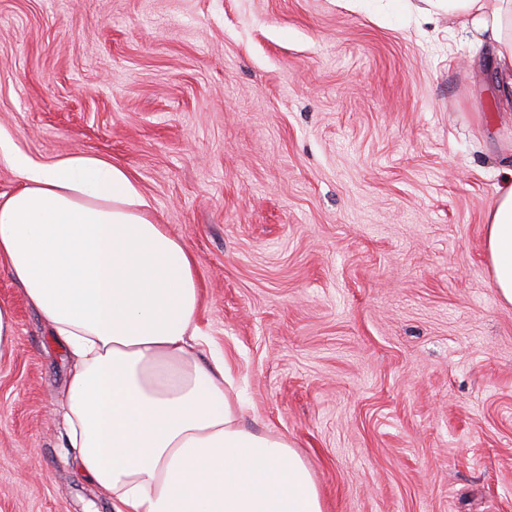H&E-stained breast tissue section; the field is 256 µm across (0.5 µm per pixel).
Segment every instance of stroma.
I'll list each match as a JSON object with an SVG mask.
<instances>
[{"label": "stroma", "mask_w": 512, "mask_h": 512, "mask_svg": "<svg viewBox=\"0 0 512 512\" xmlns=\"http://www.w3.org/2000/svg\"><path fill=\"white\" fill-rule=\"evenodd\" d=\"M447 17L340 0H0V136L124 167L195 259L249 428L324 512H512V306L484 220L512 142ZM0 303V512H112L72 461V363ZM342 2L354 11L385 15L406 16L413 7L411 0H344ZM15 336V319L12 309L0 304V354L10 350Z\"/></svg>", "instance_id": "1"}]
</instances>
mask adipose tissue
Listing matches in <instances>:
<instances>
[{
	"label": "adipose tissue",
	"mask_w": 512,
	"mask_h": 512,
	"mask_svg": "<svg viewBox=\"0 0 512 512\" xmlns=\"http://www.w3.org/2000/svg\"><path fill=\"white\" fill-rule=\"evenodd\" d=\"M344 0L373 14L447 15L487 63L512 112V0ZM22 180L0 194V264L72 360L63 398L83 474L113 512H323L318 487L283 438L245 426L204 359L195 260L123 167L73 153L49 164L13 154ZM485 217V249L512 305V152Z\"/></svg>",
	"instance_id": "obj_1"
}]
</instances>
